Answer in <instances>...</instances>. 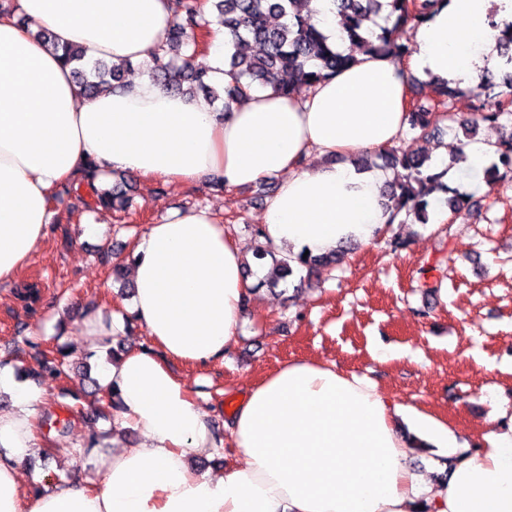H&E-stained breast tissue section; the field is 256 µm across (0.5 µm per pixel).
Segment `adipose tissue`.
Returning <instances> with one entry per match:
<instances>
[{
    "label": "adipose tissue",
    "mask_w": 512,
    "mask_h": 512,
    "mask_svg": "<svg viewBox=\"0 0 512 512\" xmlns=\"http://www.w3.org/2000/svg\"><path fill=\"white\" fill-rule=\"evenodd\" d=\"M174 20L171 0H19L0 15V282L12 280L48 232L51 200L86 165L144 179L247 187L279 183L261 222L275 256L321 255L346 241L370 245L388 224L391 172L358 170L353 157L392 146L408 127L407 75L473 87L498 55L494 27L512 24V0H438L414 31L408 63L356 53V61L293 97L255 88L217 112L142 74L133 85L85 96L58 46L116 66L150 61ZM323 164L306 167L311 154ZM245 252L209 209L149 225L129 260L131 311L155 350L102 367L119 394V428L138 447L99 454L94 472L30 493L20 469L39 451L40 390L0 370V512H512V419L463 449L447 423L393 403L375 383L324 362L281 364L250 386L218 437L188 384L168 366L223 360L248 307ZM259 262L269 273L273 260ZM447 458L430 482L410 463L397 427ZM243 463L220 474L194 461L222 454Z\"/></svg>",
    "instance_id": "obj_1"
}]
</instances>
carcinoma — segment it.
<instances>
[{"label": "carcinoma", "instance_id": "cac0c4a2", "mask_svg": "<svg viewBox=\"0 0 512 512\" xmlns=\"http://www.w3.org/2000/svg\"><path fill=\"white\" fill-rule=\"evenodd\" d=\"M216 10L217 23L232 37V49L227 52L229 73L233 82L224 88V111H230L231 104L237 102L255 86H270L284 96H293L317 82L327 78L336 70L350 65L352 56L336 51L325 36L311 21V0H174V21L168 32L165 47L154 54L152 76L164 87L181 92L197 90L219 98V94L209 85V67L196 63L199 32L209 27L205 18L206 3ZM434 0H339L337 7L341 24L353 45L364 46L374 54L390 55L403 62L414 52L409 41L403 39L404 30L409 25L423 21ZM390 7L389 26L371 32V37L363 36V24L380 13L383 6ZM61 57L67 64L75 65L73 75L84 90L91 96L103 88L124 86L123 74L116 68H109L97 61L88 68L84 64L85 53L76 47L62 48ZM430 95L412 97L409 102V130L414 133L413 141L425 142L440 120V113L448 111L451 102L464 90L448 82L429 83ZM479 106L470 119L459 123L467 137L476 135L480 123L494 122L504 114L512 112V78H502L496 82L491 77H482L476 87ZM512 133L498 143V162L486 171L488 181L512 178ZM376 156L383 164L394 170L405 171L402 179L389 185V197L393 202L394 215L405 213L419 223H428L427 197L441 186L442 174L429 172L426 162L429 156L423 147L399 151L384 149ZM99 174L90 165L78 185L69 184L64 192L86 189L87 199L83 200L88 211L98 206L110 207L115 211L128 208L130 197L117 187L107 188L106 184H96ZM342 254L323 256L303 255L296 257L298 266L313 274L318 268L338 263ZM18 296L28 308L39 300V287L35 283L23 282L19 285ZM24 344L34 350L32 358L37 368L31 374L58 379L69 368V352L61 344H56L51 353L40 349V343L24 339ZM99 385H94L92 414L98 419H112V409L118 400L115 391L107 393V400L98 398Z\"/></svg>", "mask_w": 512, "mask_h": 512}]
</instances>
